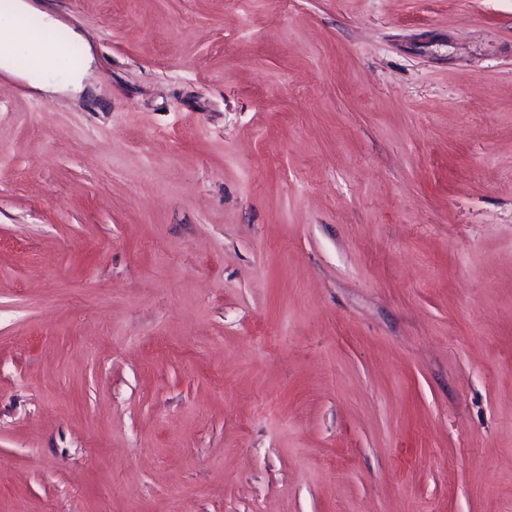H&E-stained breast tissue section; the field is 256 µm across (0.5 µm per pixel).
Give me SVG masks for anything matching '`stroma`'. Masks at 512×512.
I'll return each mask as SVG.
<instances>
[{"label": "stroma", "instance_id": "obj_1", "mask_svg": "<svg viewBox=\"0 0 512 512\" xmlns=\"http://www.w3.org/2000/svg\"><path fill=\"white\" fill-rule=\"evenodd\" d=\"M34 2L0 512H512V0ZM5 20H0V69L26 78V74L14 67L13 54L17 50L26 53L41 66L55 65V60L61 56V51L54 43L40 39L29 30L26 22L30 17L37 16L41 27L46 31L65 28L69 38L84 45V61L77 69L69 72L66 81L56 77H47L31 86L43 95L55 94L68 89L81 90L82 80L87 69L94 60L91 45L82 38L81 34L68 27L63 21L48 12L40 11L27 0H16Z\"/></svg>", "mask_w": 512, "mask_h": 512}]
</instances>
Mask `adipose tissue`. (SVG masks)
<instances>
[{"label":"adipose tissue","mask_w":512,"mask_h":512,"mask_svg":"<svg viewBox=\"0 0 512 512\" xmlns=\"http://www.w3.org/2000/svg\"><path fill=\"white\" fill-rule=\"evenodd\" d=\"M37 17L47 31L63 28L64 23L50 13L37 10L31 0H15L6 19L0 20V69L13 71V55L21 51L40 65L54 64L60 57L58 46L40 39L27 26L30 17Z\"/></svg>","instance_id":"adipose-tissue-1"}]
</instances>
